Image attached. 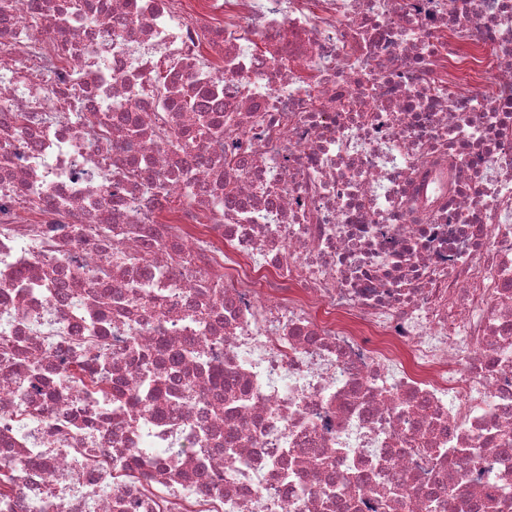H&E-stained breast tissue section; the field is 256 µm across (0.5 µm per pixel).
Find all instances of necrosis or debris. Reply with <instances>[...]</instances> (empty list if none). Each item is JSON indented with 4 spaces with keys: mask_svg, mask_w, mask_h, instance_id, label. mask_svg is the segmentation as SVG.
I'll list each match as a JSON object with an SVG mask.
<instances>
[{
    "mask_svg": "<svg viewBox=\"0 0 512 512\" xmlns=\"http://www.w3.org/2000/svg\"><path fill=\"white\" fill-rule=\"evenodd\" d=\"M2 71L0 512H512V0H0ZM107 366L102 363L100 371L96 374L88 372L84 365H79L74 372V378H78L85 385L88 394L98 402L111 400L112 385L107 380Z\"/></svg>",
    "mask_w": 512,
    "mask_h": 512,
    "instance_id": "necrosis-or-debris-1",
    "label": "necrosis or debris"
}]
</instances>
